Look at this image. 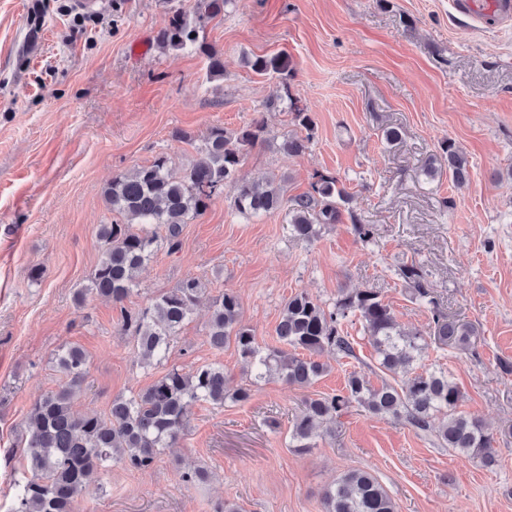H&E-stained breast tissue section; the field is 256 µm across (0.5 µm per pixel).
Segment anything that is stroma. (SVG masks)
<instances>
[{
	"label": "stroma",
	"mask_w": 512,
	"mask_h": 512,
	"mask_svg": "<svg viewBox=\"0 0 512 512\" xmlns=\"http://www.w3.org/2000/svg\"><path fill=\"white\" fill-rule=\"evenodd\" d=\"M168 0H0V512L28 478L19 446L33 401L55 389L54 359L81 347L87 380L77 413H107L113 398L148 386L122 310L135 311L185 277L207 291L172 337L169 365L223 364L230 388L245 376L234 346L205 341L210 302L235 293L260 346L275 345L288 297L307 291L334 303L339 290L373 288L402 328L426 330L429 312L410 299L400 264L424 270L449 319L471 325L468 348L431 345L426 364L448 370L459 409L494 436L495 466L461 458L434 433L352 407L336 434L300 452L286 445L304 398L335 392L359 368L385 379L359 321L348 324L356 359L326 352L328 372L305 389L273 378L245 404L190 407L177 448L147 470L111 464L102 490L77 512H323L321 492L341 473L377 477L398 512H512V22L459 12L454 0H234L208 28L224 78H205L204 59L157 46ZM287 52L291 77L259 76L245 57ZM312 116L316 137L297 157L280 149L299 133L284 93ZM265 118L263 142L244 152L238 176H285V194L307 191L315 174L346 184L370 238L351 223L322 227L305 242L288 213H237L225 184L207 211L184 225L175 251L160 249L124 305L74 294L101 256L98 225L113 221L102 191L114 173L167 156L193 161L207 128L236 131ZM399 140L389 143L384 129ZM183 140H172L173 130ZM451 140L470 177L423 167ZM39 268L40 282L30 271ZM210 475L201 488L185 471Z\"/></svg>",
	"instance_id": "35a3bbf8"
}]
</instances>
